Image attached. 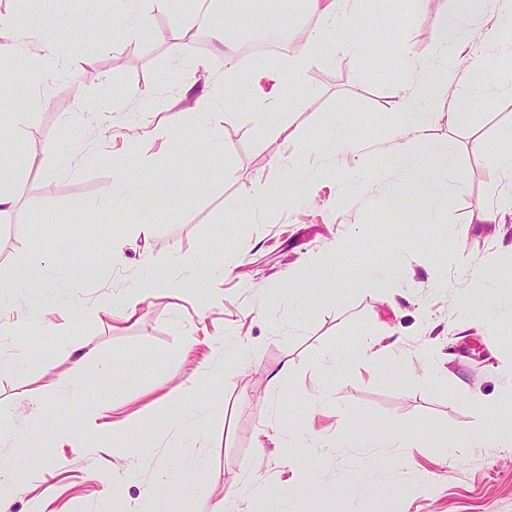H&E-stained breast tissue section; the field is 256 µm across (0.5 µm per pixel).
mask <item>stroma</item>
<instances>
[{
	"mask_svg": "<svg viewBox=\"0 0 512 512\" xmlns=\"http://www.w3.org/2000/svg\"><path fill=\"white\" fill-rule=\"evenodd\" d=\"M126 10L131 17L148 14V29L129 36L111 0H0V13L16 14L20 27H37L61 46L36 91L0 59V111L31 109L28 123L0 131V143L9 147L0 164L17 169L25 185L13 213L0 221V284L39 270V258H48L49 297L67 309L48 330L35 321L45 297L18 292L0 306V322L20 330L0 335V425L23 431L21 441L0 442V466L23 465L28 474L9 512H154L145 489L158 476L178 481L188 472L195 490L171 499L169 512H216L243 477L249 483L242 496L267 489L278 512H512V220L492 227L476 217L493 183L512 192V178L498 167L503 131L512 126V95L487 92L512 83V66L488 44L512 42V12L482 25V38L465 52L455 87L468 102L469 126L443 117L429 132L455 153L454 169L436 175L447 205L433 215L387 206L405 175L387 142L401 117L385 104L411 78L404 53L434 60L441 20L456 12V0H432L424 12L413 0H391L388 25L372 24L370 55L322 47L304 85L284 84L288 106L269 113L267 124L286 128L287 142L261 134L250 103L241 100L224 112L216 156L204 147L205 128L181 129L174 99L192 84L223 85L225 40L267 27L313 28L317 18L298 2L278 9L270 0H249L229 28L214 0L209 25L176 66L169 37L178 14L150 10L146 0H128ZM141 91L153 95L151 111L107 112L92 130L74 134L84 100ZM335 119L372 150L325 156L305 208L283 196L241 210L253 186L284 187L290 174L304 171L312 161L304 147L321 141ZM132 123L148 142L141 147L145 165L129 166L127 176L171 178L191 190L177 201L156 192L136 209H89L111 185ZM178 130L184 147L161 151L158 134ZM105 136L112 139L108 151L100 147ZM340 181L351 200L336 209ZM135 224L151 225L149 241L127 245L123 264L110 265L113 243ZM340 242L347 246L344 263L336 258ZM461 250L489 265L481 286L457 263ZM177 256L191 261L201 289L220 295L216 306L200 310L194 296L179 290ZM76 261L90 266L92 276L72 281L68 271ZM389 262L402 269V279L386 292L365 286L363 268ZM136 277L161 287L145 296L134 319L108 316L113 297ZM292 292L310 308L297 329L289 326ZM459 295L490 310V318L461 325L452 304ZM389 331L407 353L433 348L442 376L417 385L409 380L412 361L392 363L379 346L353 354L360 336ZM216 340L245 342L258 358L225 370L222 354L209 347ZM77 343L95 352V362H77L71 352ZM331 352L339 368L320 373L318 362ZM105 371L116 380L103 383ZM276 372L282 378L274 383ZM64 374L82 385L78 404L56 384ZM187 379L195 386L190 429L170 420L161 402ZM476 393L499 416L478 413ZM103 403L134 426L101 449L83 421ZM274 423L322 432L317 456L269 461L260 444ZM367 423L414 436L415 443L345 446L344 438ZM489 432L494 440L462 455L436 445L443 437ZM369 468L388 471L385 493L362 490ZM108 474L121 482L120 496L104 493ZM313 481L322 487L317 495L291 494V487Z\"/></svg>",
	"mask_w": 512,
	"mask_h": 512,
	"instance_id": "35a3bbf8",
	"label": "stroma"
}]
</instances>
